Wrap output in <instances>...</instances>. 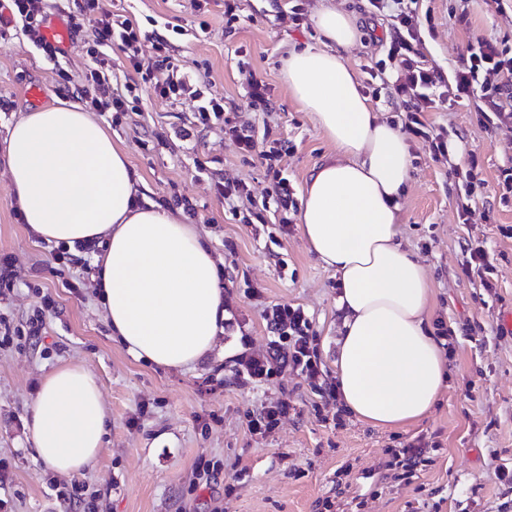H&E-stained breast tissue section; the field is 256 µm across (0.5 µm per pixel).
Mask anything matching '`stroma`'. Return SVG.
<instances>
[{"label": "stroma", "mask_w": 512, "mask_h": 512, "mask_svg": "<svg viewBox=\"0 0 512 512\" xmlns=\"http://www.w3.org/2000/svg\"><path fill=\"white\" fill-rule=\"evenodd\" d=\"M353 13L361 38L347 51L359 84L365 64L384 58L366 0H335ZM456 0H422L432 29L423 53L429 65L449 73L473 36L512 44V10L493 0H470L468 24L450 20ZM318 0H240L241 20L224 21V0H131L141 29L158 31L194 77L224 99L239 122L268 133L282 150L281 168L296 193L334 147L301 109L283 79L292 50L315 45L311 21ZM207 35L197 36L200 21ZM65 41L64 56L50 61L25 37L8 33L0 44V141L23 113L77 97L57 84L58 69L79 74L88 61L85 43ZM264 81L273 111L247 106L252 80ZM40 85L39 103L27 98ZM135 110L99 112L95 118L123 150L147 202L174 208L179 197L197 209L201 234L222 258L221 286L233 331L220 334V351L182 370L135 360L112 341L92 277V255H59L54 244L33 238L11 203L5 163L0 160V315L17 332L0 349V462L7 475L0 499L10 512H80L57 500L54 490L84 482L98 494L97 512H512V485L497 476L512 470V334L497 330L512 308V195L498 188L502 167L512 160V128L485 130L473 101L438 103L424 113L427 124L459 136L462 149L434 158L428 142L410 137V179L399 198L400 241L422 263L432 290L430 326L444 325L453 349L448 381L433 411L417 423L379 428L343 412L321 387L336 380V341L342 326L341 292L334 271L310 253L298 224L281 226L274 211L258 212L270 185L265 167L242 153L230 133L213 128L193 142L173 130L191 117L189 101L163 102L137 84ZM476 153L484 187L466 197L459 170ZM245 183L249 196L230 211L211 189V177ZM469 208L467 219L458 216ZM281 242L280 258L264 248L267 235ZM480 238L495 265L491 287L466 276L467 244ZM287 270H280L279 260ZM277 304L301 306L312 320L322 364L320 386L309 385L284 366L266 381L247 379L248 359L266 355L270 336L264 319ZM36 336H28L30 325ZM85 363L96 375L109 414V434L95 464L70 479L53 474L37 457L26 419L39 379L65 362ZM291 405L271 433L251 434L248 413L280 401ZM420 443L428 458L415 474L392 462V452Z\"/></svg>", "instance_id": "obj_1"}]
</instances>
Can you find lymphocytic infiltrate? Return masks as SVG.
<instances>
[{
	"mask_svg": "<svg viewBox=\"0 0 512 512\" xmlns=\"http://www.w3.org/2000/svg\"><path fill=\"white\" fill-rule=\"evenodd\" d=\"M373 16L385 20L388 39L384 59L371 62L366 70L371 80L392 85L406 104L401 129L429 141L435 156L448 155L450 140L431 133L421 119L436 107L437 98L462 101L480 97L493 119L512 123V48L482 36L473 38L450 75L426 64L422 52L419 0H369ZM9 18L0 17V29L15 28L47 59L63 55L60 39H48L44 29L51 13L48 0H8ZM60 14L71 36H79L85 25L93 27V41L87 49L89 61L79 78V93L91 110L124 112L135 87L121 81L112 71V51H119L126 71L141 76L151 84L158 99L175 101L187 98L194 102L188 125L175 128L176 138L192 142L199 132L212 128H229L238 148L265 166L271 175L269 193L277 210L283 214L296 211L292 188L281 178L276 165L279 154L266 142L258 140L249 125H234L224 111V100L213 94L206 82L193 78L179 60L165 56L144 64L137 22L128 15L124 0H67ZM272 337V357L250 360L246 374L250 379L271 377L274 364L284 361L314 381L322 373L316 348L310 341L311 319L304 308L276 305L266 315ZM287 344V356H280V344Z\"/></svg>",
	"mask_w": 512,
	"mask_h": 512,
	"instance_id": "obj_1",
	"label": "lymphocytic infiltrate"
}]
</instances>
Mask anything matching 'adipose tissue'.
<instances>
[{
	"mask_svg": "<svg viewBox=\"0 0 512 512\" xmlns=\"http://www.w3.org/2000/svg\"><path fill=\"white\" fill-rule=\"evenodd\" d=\"M312 20L319 45L291 51L283 76L338 158L308 182L300 232L341 283L342 402L366 424L408 425L433 410L448 372L428 324L424 268L398 239L410 146L400 127L373 112L345 56L360 37L353 15L320 0ZM4 143L12 200L31 235L98 246L93 282L112 340L165 369L215 351L224 318L218 258L181 214L138 203L125 153L91 113L67 102L24 113ZM27 427L53 473L90 467L108 433L93 372L68 362L44 375Z\"/></svg>",
	"mask_w": 512,
	"mask_h": 512,
	"instance_id": "ef3b65f1",
	"label": "adipose tissue"
}]
</instances>
